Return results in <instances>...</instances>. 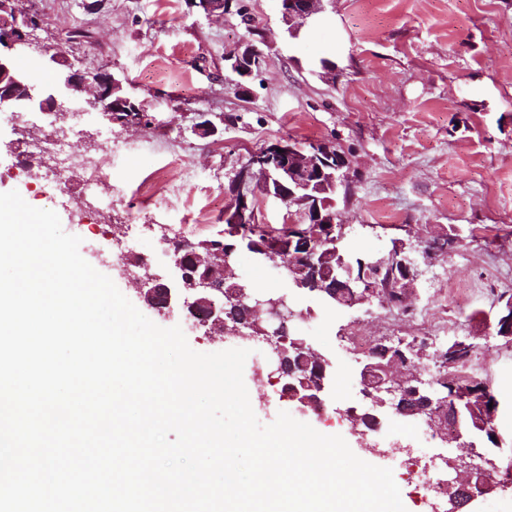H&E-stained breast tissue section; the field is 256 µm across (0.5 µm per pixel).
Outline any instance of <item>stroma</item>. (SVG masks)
<instances>
[{
	"instance_id": "1",
	"label": "stroma",
	"mask_w": 512,
	"mask_h": 512,
	"mask_svg": "<svg viewBox=\"0 0 512 512\" xmlns=\"http://www.w3.org/2000/svg\"><path fill=\"white\" fill-rule=\"evenodd\" d=\"M265 33L266 61L252 95L236 94L224 54L245 29L236 16L198 15L188 0H32L45 20L39 43L52 45L75 67L125 76L143 123L109 126L98 112L72 114L76 157H96L112 182V207L88 210L80 168L67 174L62 201L46 192L54 177L22 171L0 123V193L18 191L31 206L55 211L65 233L81 237V256L155 324L180 326L190 347L211 353L245 348L244 382L261 424L285 411L325 435L342 436L360 459L391 469L407 512H446L445 499L421 491L399 458L380 450L404 439L413 456L456 458L420 421L387 415L380 429L359 438L346 410L359 400L362 358L350 338H430L442 346L457 336L480 335L467 366L498 402L492 448L500 468L512 469V345L488 335L499 298L512 294V0H324L321 20L286 32L275 0H245ZM82 29L87 38L69 41ZM328 59L334 70L323 69ZM227 116L217 135L202 139L191 127L199 113ZM291 137L302 145L334 140L358 178L338 208L351 252L375 253L390 238L427 237L456 226L462 240L417 284L407 312L373 306L371 312L322 308L290 291L303 312L296 333L333 363L321 413L304 412L281 398L278 384L257 382L265 352L250 338L210 336L193 327L183 309L167 316L146 308L112 249L121 240L131 256L163 268L158 225L189 240L224 226L229 173L247 153ZM231 267L257 292L287 289L270 265L239 251ZM288 290V289H287Z\"/></svg>"
}]
</instances>
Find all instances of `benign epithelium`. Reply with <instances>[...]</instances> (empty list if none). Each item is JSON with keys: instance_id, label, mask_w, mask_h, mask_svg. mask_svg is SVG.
I'll list each match as a JSON object with an SVG mask.
<instances>
[{"instance_id": "7a95c632", "label": "benign epithelium", "mask_w": 512, "mask_h": 512, "mask_svg": "<svg viewBox=\"0 0 512 512\" xmlns=\"http://www.w3.org/2000/svg\"><path fill=\"white\" fill-rule=\"evenodd\" d=\"M30 0H0V112L12 115L37 113L56 125L58 116L67 114V106L81 98L87 87L93 88L89 105L101 112L109 124L121 126L137 124L144 113L131 111L132 99L123 90L124 78L101 69L91 72L68 65V71L56 81L43 84L35 73L20 64L27 49L34 44L33 32L41 27ZM323 0H277L282 21L289 34L295 36L300 27L313 15L321 12ZM191 7L209 18L216 15L247 14L241 3L233 0H190ZM262 37H250L237 48L224 53V68L236 76L234 84L243 97L251 95L249 84L260 71L257 61L264 56ZM193 132L208 138L218 127L207 113H199ZM347 166L346 158L336 153V144H324L322 149L305 153L291 140L282 137L240 160L233 170L230 201L224 219L232 224L253 220L259 199H272L287 210H295L300 220L288 225L289 241H298L299 252H274L263 249L265 261L278 276L287 281L296 272V259L308 253L336 254L342 251L340 242L344 232L337 230L331 211L335 201L320 195L337 191L342 185L340 171ZM324 225L325 233L318 237L323 251L312 248L308 227ZM160 242L165 244L163 254L169 258L166 272L151 271L142 260L129 261L120 254L124 274L140 282L141 297L154 311L167 315L182 305L195 326L227 336L248 335L262 343L273 366L272 374L282 383V396L297 403L301 410H317L324 404L327 384L322 382L310 394L307 386H298V374L288 367L282 353L281 332L298 318L288 294L266 292L249 293L239 280L226 287L231 251L224 249L223 237L192 245L190 268L174 250L175 239L162 231ZM448 254L447 249L432 241L393 238L386 248L373 255L371 265L382 266L400 256L405 267V278L396 289L398 300L391 290L368 282L359 295L352 298L333 296L344 310L365 308L377 301L382 305L400 304L408 307L413 284L424 273L422 267L432 265L437 257ZM361 397L371 405L372 420L377 430L380 416L389 412L406 421H422L446 447L465 448L467 455L453 465L454 475L445 480L441 494L447 496L448 512H456L461 505L479 495L497 489L498 466L483 449L476 448L462 427L458 413L452 411L448 399H434L427 389V381L420 367L410 362L379 367L369 361L359 372Z\"/></svg>"}]
</instances>
